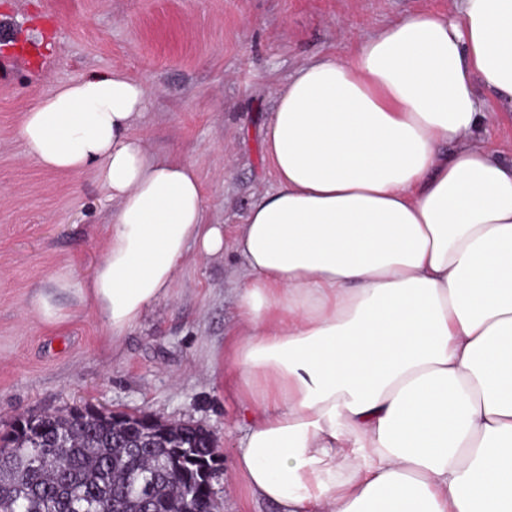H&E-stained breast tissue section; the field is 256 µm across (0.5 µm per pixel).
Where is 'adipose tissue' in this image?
I'll list each match as a JSON object with an SVG mask.
<instances>
[{"instance_id": "1", "label": "adipose tissue", "mask_w": 512, "mask_h": 512, "mask_svg": "<svg viewBox=\"0 0 512 512\" xmlns=\"http://www.w3.org/2000/svg\"><path fill=\"white\" fill-rule=\"evenodd\" d=\"M482 79L512 109V0H455L314 55L276 89V188L233 233L196 167L132 132L146 89L117 69L24 113V155L91 172L115 204L104 256L56 272L35 311L113 336L170 296L189 253L240 266L234 466L279 512H512V164L485 146Z\"/></svg>"}]
</instances>
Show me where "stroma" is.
I'll return each instance as SVG.
<instances>
[{
    "mask_svg": "<svg viewBox=\"0 0 512 512\" xmlns=\"http://www.w3.org/2000/svg\"><path fill=\"white\" fill-rule=\"evenodd\" d=\"M453 0H0V54L22 38L43 45L38 69L0 76V430L15 418L74 406L190 422L220 460L219 512H276L249 499L233 450L239 407L224 348L235 322L227 281L238 265L189 254L169 298L112 338L73 299L62 332L32 309L63 268L75 277L103 257L112 203L90 174L41 170L23 156L19 127L38 97L91 71L119 69L151 96L134 127L153 153L193 163L207 218L234 230L275 177L262 131L274 91L312 56L352 44L415 11Z\"/></svg>",
    "mask_w": 512,
    "mask_h": 512,
    "instance_id": "obj_1",
    "label": "stroma"
}]
</instances>
